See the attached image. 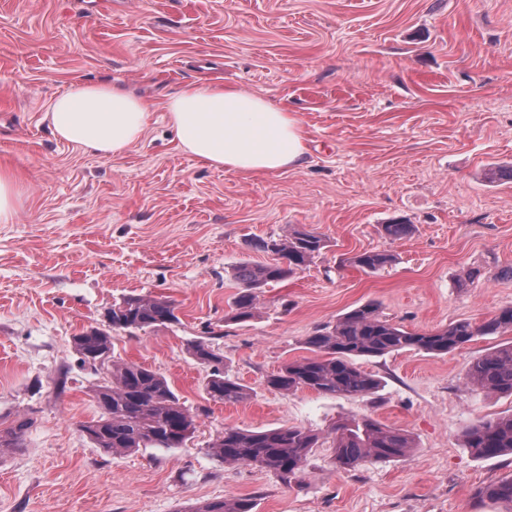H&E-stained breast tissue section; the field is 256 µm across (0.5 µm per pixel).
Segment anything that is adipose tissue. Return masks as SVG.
<instances>
[{
	"mask_svg": "<svg viewBox=\"0 0 512 512\" xmlns=\"http://www.w3.org/2000/svg\"><path fill=\"white\" fill-rule=\"evenodd\" d=\"M150 106L110 82H73L50 105L54 136L102 157L122 155L143 134ZM164 110L180 148L215 168L269 173L299 167L306 153L300 120L256 94L218 83H194Z\"/></svg>",
	"mask_w": 512,
	"mask_h": 512,
	"instance_id": "ef3b65f1",
	"label": "adipose tissue"
}]
</instances>
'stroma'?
Here are the masks:
<instances>
[{"mask_svg":"<svg viewBox=\"0 0 512 512\" xmlns=\"http://www.w3.org/2000/svg\"><path fill=\"white\" fill-rule=\"evenodd\" d=\"M98 2L0 0V169L18 191L13 223L0 224V424L35 420L22 448L0 454V512H184L224 497L253 498L254 512H497L474 493L512 475V456L474 458L462 432L512 412V397L466 382L503 337L362 361L382 382L364 398L265 379L307 356L316 326L367 302L417 333L512 306V181L488 176L512 167V0ZM76 79L151 104L124 155L53 135L45 114ZM201 80L295 112L305 164L248 175L183 153L163 105ZM394 218L415 232L390 240ZM291 227L325 250L260 288L253 318L228 319L235 267L268 262L254 241ZM370 250L396 260L374 273L350 264ZM136 294L169 300L179 321L119 333L114 353L164 375L198 418L183 447L113 456L80 430L99 409L72 338ZM215 325L244 402L209 399L186 351ZM351 415L409 435L411 458L343 472L325 445L288 487L206 452L227 426L323 433Z\"/></svg>","mask_w":512,"mask_h":512,"instance_id":"obj_1","label":"stroma"}]
</instances>
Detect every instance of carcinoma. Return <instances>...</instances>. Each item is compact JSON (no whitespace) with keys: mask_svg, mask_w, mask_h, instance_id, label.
<instances>
[{"mask_svg":"<svg viewBox=\"0 0 512 512\" xmlns=\"http://www.w3.org/2000/svg\"><path fill=\"white\" fill-rule=\"evenodd\" d=\"M414 225L392 221L382 225L384 234L400 240L413 232ZM257 248L275 255V262L244 263L235 268L242 285L228 319L254 317L259 305L257 290L270 282L284 281L307 267L326 248L324 239L310 231L291 229L277 237L258 242ZM395 261L393 254L364 251L350 258L354 266L376 272ZM106 328L92 327L73 336V348L84 369L99 377L91 392L100 415L81 425L94 447L107 454H121L139 448H181L195 430L197 414L175 393L157 371L117 358L112 353L113 335L145 331L179 321L174 305L151 295H131L112 304ZM512 333V307L500 309L479 324L459 321L429 333H414L384 318L374 303L358 306L336 323L322 325L305 338L313 357L285 363L269 375L266 384L277 391L310 390L319 394L368 397L376 394L381 380L359 365L362 359L380 357L404 349L443 355L476 336ZM188 353L207 369L204 390L215 402L237 404L248 399L247 385L224 373V355L213 348L210 338L187 344ZM467 383L486 394L512 396V343L498 346L473 361ZM33 425L32 418L19 414L0 429V452L21 448ZM328 436L333 464L352 471L368 462L404 461L411 456V438L370 417H350L332 425ZM321 436L306 428L291 426L251 431L225 427L208 446V454L226 465H248L272 473L282 484L300 482L304 465ZM463 447L477 458L512 455V413L478 420L463 431ZM476 503L499 506L512 512V475L480 487ZM246 498L205 502L189 512H253Z\"/></svg>","mask_w":512,"mask_h":512,"instance_id":"carcinoma-1","label":"carcinoma"}]
</instances>
